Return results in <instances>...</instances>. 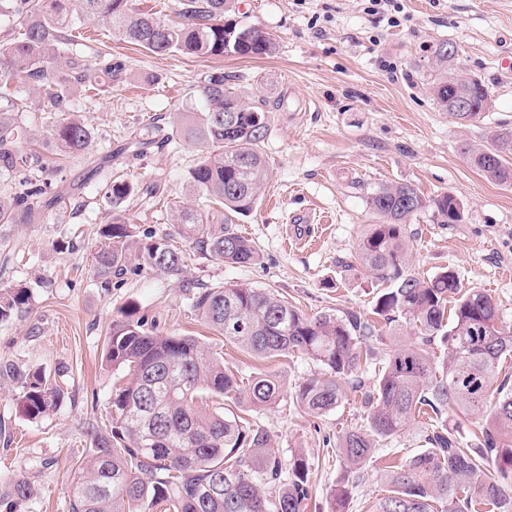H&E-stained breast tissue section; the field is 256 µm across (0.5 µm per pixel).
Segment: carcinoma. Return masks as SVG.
<instances>
[{
    "mask_svg": "<svg viewBox=\"0 0 512 512\" xmlns=\"http://www.w3.org/2000/svg\"><path fill=\"white\" fill-rule=\"evenodd\" d=\"M234 0H180V21L170 23L134 7L132 0H0V18L12 23L0 38V173L29 167L20 150L30 137L14 114L25 99L8 92L13 80L27 85L44 112L53 113L51 136L63 156L90 149L92 129L71 109L70 94L102 78L122 79L124 64L100 52L89 62L72 31L87 21L105 20L121 40L156 54L201 58L272 54L275 42L256 25L228 18ZM434 51L438 74L434 98L448 110L455 88L451 59ZM200 111L182 117L171 133L138 138L123 148L138 159L158 142L183 139L204 148L189 171L191 185L224 209V223L213 226L196 209L174 211L177 233L202 255L229 265L259 260L257 246L233 227L250 213L268 178L260 145L269 124L264 100L247 102L224 87V73L205 76L195 91ZM489 94L476 97L478 111L454 112L457 122L472 125L488 108ZM471 168L499 184L512 185V127L491 131L488 144H464ZM21 189L0 194V224L41 221L59 199L48 197V183L27 178ZM134 192L127 181L107 185L105 198L122 211ZM454 197L445 193L429 202L409 184H385L370 194L369 225L355 253L344 265L384 286L374 314L383 317L394 346L379 359L383 341L376 325L353 312L339 317H308L266 288L245 283L204 288L191 306L224 340L260 358L299 353L325 368L327 375L303 379L293 402L313 415L326 414L343 396L342 380L365 366L374 380L363 393L365 424L345 431L342 455L356 477L387 440L406 432L415 416L432 420L429 447L387 471V494L375 512H471L481 502L497 512H512V387L500 376L512 358V329L503 325L499 306L485 292L463 288L458 273L447 268L423 280L410 271L407 226L430 206L445 221H455ZM104 244L94 255L93 277L104 287L129 271L162 272L178 280L185 254L170 235L148 232L135 241L127 222L114 217L102 225ZM26 287L0 293V322L27 308ZM412 335L403 343L400 337ZM105 361L128 370L129 380L112 394L110 434L95 437L94 447L78 459L69 485L71 512H152L161 502L174 512H304L310 496V464L300 453L283 459L272 450L267 430L242 416L204 405L203 395L223 400L243 398L252 408L271 406L287 394L282 380L258 375L245 386L224 368V357L188 336L159 335L145 322L121 312L106 338ZM23 411L37 419L53 411L64 391L34 373L20 382ZM482 423L477 444L462 447L461 432ZM491 465L499 478L487 476ZM34 488L24 479L11 484V496L24 501ZM351 491L343 486L331 499L330 512H349Z\"/></svg>",
    "mask_w": 512,
    "mask_h": 512,
    "instance_id": "carcinoma-1",
    "label": "carcinoma"
}]
</instances>
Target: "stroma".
Masks as SVG:
<instances>
[{"instance_id":"1","label":"stroma","mask_w":512,"mask_h":512,"mask_svg":"<svg viewBox=\"0 0 512 512\" xmlns=\"http://www.w3.org/2000/svg\"><path fill=\"white\" fill-rule=\"evenodd\" d=\"M235 4L237 20L273 38L272 55H155L111 35L104 22L90 25L98 49L124 64L127 80L73 94L94 141L86 155L67 160L52 183L85 184L84 204L60 203L40 224H0V290L22 284L31 295L27 312L0 323V512H69L72 465L93 442L87 428L109 432L112 392L126 382L124 371L103 361L106 336L123 310H134L156 333L193 336L222 352L237 379L271 373L290 390L322 366L297 355L259 359L228 343L192 309L194 288L247 283L276 291L309 316L352 311L383 325L374 313L380 286L343 266L375 221L366 199L380 185L407 183L428 199L448 192L460 199L459 223H445L429 208L408 225L410 269L427 279L455 268L463 287L488 294L512 325V186L487 179L461 152L464 143H486L495 127L512 126V0H392L375 12L369 0ZM444 40L457 49L454 67L480 78L491 96L490 112L466 127L439 109L431 91L433 47ZM215 71L243 100L270 103L261 145L269 180L257 206L236 224L258 246L259 261L230 266L190 250L183 280L131 271L101 286L90 269L100 228L113 215L106 183L121 177L154 188L153 199L136 195L126 207L124 219L139 236L171 232V209L203 202L188 186L201 154L193 143L126 162L106 163V155L148 127L170 132L177 111L198 107L191 88ZM17 118L36 137L22 149L39 156L31 170L39 176L54 158L48 115L31 109ZM299 213L311 224L292 223ZM34 370L66 392L54 411L36 420L26 417L19 400V379ZM224 410L245 413L267 430L281 457H306L311 495L305 512H329L339 485L352 488L349 512H373L385 492L387 466L422 451L429 424L427 416L416 418L356 482L338 444L345 430L364 423L360 390L347 389L335 410L319 416L291 402L244 410L228 400ZM18 477L35 489L28 500L9 496Z\"/></svg>"}]
</instances>
